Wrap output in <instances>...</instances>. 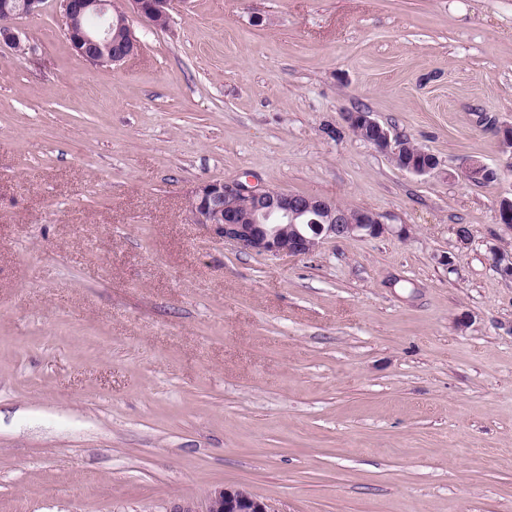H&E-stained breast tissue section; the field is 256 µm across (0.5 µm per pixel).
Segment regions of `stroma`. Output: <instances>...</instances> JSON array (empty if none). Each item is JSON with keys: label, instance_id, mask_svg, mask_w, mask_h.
Segmentation results:
<instances>
[{"label": "stroma", "instance_id": "stroma-1", "mask_svg": "<svg viewBox=\"0 0 512 512\" xmlns=\"http://www.w3.org/2000/svg\"><path fill=\"white\" fill-rule=\"evenodd\" d=\"M0 46V512H512V0H176L120 66L59 0ZM364 111L439 166L356 137ZM496 170L489 183L467 160ZM242 181L381 215L269 257ZM467 227L469 241L458 238ZM171 512H272L269 505L244 489L220 488L199 501L184 500Z\"/></svg>", "mask_w": 512, "mask_h": 512}]
</instances>
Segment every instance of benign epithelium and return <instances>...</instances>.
Instances as JSON below:
<instances>
[{
    "label": "benign epithelium",
    "mask_w": 512,
    "mask_h": 512,
    "mask_svg": "<svg viewBox=\"0 0 512 512\" xmlns=\"http://www.w3.org/2000/svg\"><path fill=\"white\" fill-rule=\"evenodd\" d=\"M45 0H0V11L13 17L38 14ZM173 0H61L66 36L72 50L94 66L119 65L138 49L129 25L135 14L157 28L170 21ZM21 32L11 23L0 25V45L22 47ZM350 130L396 166L425 175L439 165L437 158L412 145L381 125L369 112H348ZM465 177L482 183L497 172L477 159L464 164ZM194 223L204 226L217 241L231 242L243 251L271 257L306 256L324 240L334 237H379L388 225L369 210H350L332 202L294 192L262 190L242 182L208 181L189 198ZM170 512H271L269 505L244 489L220 488L199 501L184 500Z\"/></svg>",
    "instance_id": "1"
}]
</instances>
